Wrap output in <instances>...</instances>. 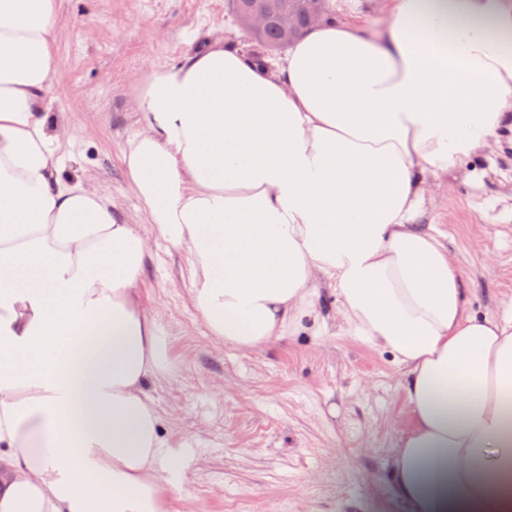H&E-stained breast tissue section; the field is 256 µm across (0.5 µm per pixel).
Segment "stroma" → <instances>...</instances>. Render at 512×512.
I'll return each mask as SVG.
<instances>
[{
    "label": "stroma",
    "instance_id": "1",
    "mask_svg": "<svg viewBox=\"0 0 512 512\" xmlns=\"http://www.w3.org/2000/svg\"><path fill=\"white\" fill-rule=\"evenodd\" d=\"M64 176L111 193L128 223H146L127 184L122 152L142 125L132 98L149 65L176 66L210 37L261 54L232 24L227 0H58ZM449 178L426 221L448 233L472 309L512 304V115L493 154ZM146 306L170 334L172 380L151 386L165 430L189 459L176 512H404L389 450L411 425L391 358L338 335L335 299L320 287L318 318L295 333L244 350L218 343L186 288L184 251L149 231Z\"/></svg>",
    "mask_w": 512,
    "mask_h": 512
}]
</instances>
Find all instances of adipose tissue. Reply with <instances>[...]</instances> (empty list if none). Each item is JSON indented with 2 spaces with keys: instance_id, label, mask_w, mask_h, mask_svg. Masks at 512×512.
Here are the masks:
<instances>
[{
  "instance_id": "1",
  "label": "adipose tissue",
  "mask_w": 512,
  "mask_h": 512,
  "mask_svg": "<svg viewBox=\"0 0 512 512\" xmlns=\"http://www.w3.org/2000/svg\"><path fill=\"white\" fill-rule=\"evenodd\" d=\"M376 5L262 64L216 39L148 68L126 176L217 341L295 331L324 284L338 331L391 356L408 512H512V310L474 315L422 221L512 112V0ZM57 24V0H0V512H171L187 465L149 392L173 377L149 239L63 175Z\"/></svg>"
}]
</instances>
